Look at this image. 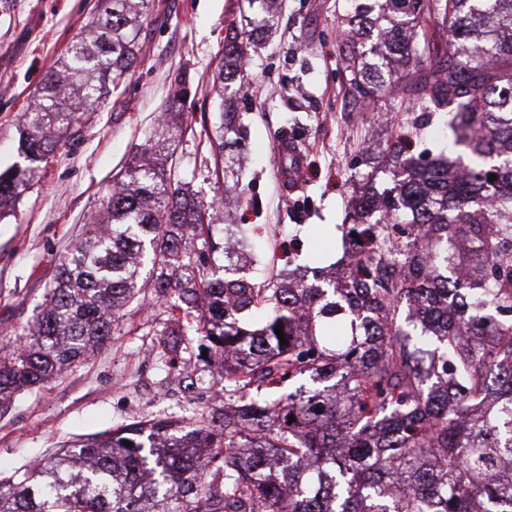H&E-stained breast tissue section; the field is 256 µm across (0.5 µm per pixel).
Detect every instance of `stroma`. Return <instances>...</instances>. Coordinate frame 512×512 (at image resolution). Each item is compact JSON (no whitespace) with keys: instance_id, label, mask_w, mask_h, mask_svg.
Returning a JSON list of instances; mask_svg holds the SVG:
<instances>
[{"instance_id":"35a3bbf8","label":"stroma","mask_w":512,"mask_h":512,"mask_svg":"<svg viewBox=\"0 0 512 512\" xmlns=\"http://www.w3.org/2000/svg\"><path fill=\"white\" fill-rule=\"evenodd\" d=\"M97 0H0V170L22 164L23 114L30 94L80 37ZM242 0H150L139 55L126 83L100 111L87 113L51 155L13 215L0 220V333L21 329L43 302L55 268L84 224L122 177L140 144L171 156L203 201L215 194L217 160L206 144L219 114L234 105L244 137L228 140L242 193L212 211L214 224H250L263 265L285 264L276 224L315 229L327 264L342 256L337 225L349 223L358 186H390L382 149L400 100L362 111L339 62L337 18L347 0H278L273 15L243 22ZM244 24L252 45L247 79L215 94L213 78L230 25ZM188 115L184 136L163 124ZM301 123L306 171L282 188L279 136ZM161 306L129 304L106 348L51 384L17 396L0 414V476L63 448L75 437L145 416L180 413L186 400L151 342L163 329Z\"/></svg>"}]
</instances>
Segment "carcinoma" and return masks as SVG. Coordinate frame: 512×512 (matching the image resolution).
Here are the masks:
<instances>
[{
  "label": "carcinoma",
  "instance_id": "cac0c4a2",
  "mask_svg": "<svg viewBox=\"0 0 512 512\" xmlns=\"http://www.w3.org/2000/svg\"><path fill=\"white\" fill-rule=\"evenodd\" d=\"M147 9L99 0L36 86L28 166L0 172V219L82 113L128 79ZM341 42L365 107L399 86L416 113L384 148L394 187L355 200L345 236L364 250L321 284L291 268L299 251L263 279L255 256L215 267L213 253L231 255L205 218L217 200L136 146L0 356V409L101 351L136 302L166 305L169 334L198 336L171 365L188 414L123 423L17 468L0 477V512H512V0H351ZM245 59L241 34L224 39L214 83L244 80ZM443 113L470 164L412 154ZM235 122L224 113L210 150L224 155ZM280 149L285 168L300 157L286 130ZM217 382L218 415L199 400Z\"/></svg>",
  "mask_w": 512,
  "mask_h": 512
}]
</instances>
